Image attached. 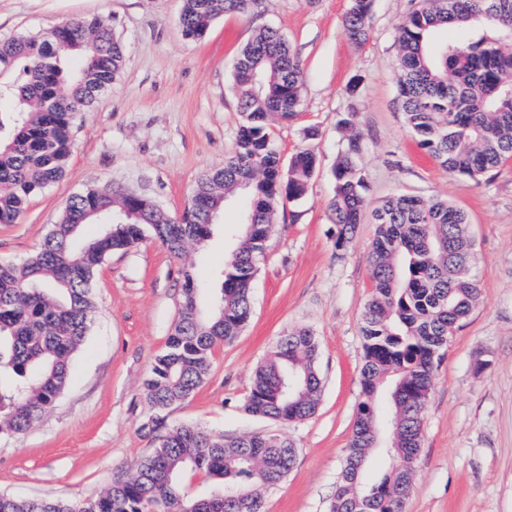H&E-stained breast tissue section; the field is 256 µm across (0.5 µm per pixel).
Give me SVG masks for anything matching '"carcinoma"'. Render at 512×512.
<instances>
[{
	"mask_svg": "<svg viewBox=\"0 0 512 512\" xmlns=\"http://www.w3.org/2000/svg\"><path fill=\"white\" fill-rule=\"evenodd\" d=\"M373 0H351L349 36L367 35ZM261 0H184L183 36L200 40L226 13L246 14ZM462 30V41L438 42V31ZM397 100L421 148L452 174L473 179L512 158V0H420L399 25ZM123 46L97 18L70 21L34 36L0 39V224L14 223L32 196L58 182L73 148L72 115L90 108L119 77ZM241 114L236 150L204 172L173 219L146 198L88 188L74 195L40 248L22 263H0V433H23L66 387L74 355L94 313L93 279L113 251L146 235L181 258L205 244L226 195L243 191L248 207L241 241L224 258L218 293L203 296L193 266L183 267L178 320L145 383L162 411L189 399L209 374L214 349L238 336L251 316L256 255L284 202L307 193L316 154L297 151L283 168L268 130L302 106L303 72L285 37L255 31L233 70ZM361 135L351 133L336 159L331 209L335 247L344 249L367 208L356 164ZM108 221L83 240V226ZM373 292L362 314L363 364L345 464L328 512H403L413 481L425 409L441 351L479 296L470 275L474 251L465 213L446 199L396 195L373 211ZM318 340L309 327L282 336L255 370L245 411L285 424L317 410L322 380ZM390 466L379 482L364 480L373 450ZM296 449L279 435L226 440L193 425L169 429L133 473L87 501L0 496V512H265L262 491L293 469ZM222 480L211 491H181L184 476Z\"/></svg>",
	"mask_w": 512,
	"mask_h": 512,
	"instance_id": "cac0c4a2",
	"label": "carcinoma"
}]
</instances>
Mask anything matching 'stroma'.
<instances>
[{"mask_svg": "<svg viewBox=\"0 0 512 512\" xmlns=\"http://www.w3.org/2000/svg\"><path fill=\"white\" fill-rule=\"evenodd\" d=\"M418 0H373L368 36L344 25L350 0H263L258 13L224 15L199 41L184 38L183 0H0V38L37 35L98 17L124 47V66L95 105L75 113L62 180L0 224V261L35 253L69 199L88 187L153 200L178 217L198 178L223 166L241 121L232 88L240 47L260 27L280 30L298 55L303 104L268 126L282 161L298 148L318 159L306 196L280 207L257 258L253 312L217 347L209 376L166 411L167 427L191 423L227 438L263 432L293 442L295 465L266 492L267 512H328L362 399L361 317L373 291L368 255L377 226L364 218L337 250L332 170L353 116L370 206L393 194L444 198L468 218L478 305L439 364L422 447L404 512H512V159L479 179L452 175L420 149L396 99L397 27ZM358 83L357 95L348 87ZM316 130L308 138V130ZM245 197L228 198L203 248L193 250L204 288L218 286ZM182 260L148 239L108 255L94 277L95 313L69 383L27 431L0 435V495L90 500L126 478L152 450L144 384L178 318ZM310 326L323 388L316 413L283 425L247 414L254 368L280 336Z\"/></svg>", "mask_w": 512, "mask_h": 512, "instance_id": "35a3bbf8", "label": "stroma"}]
</instances>
